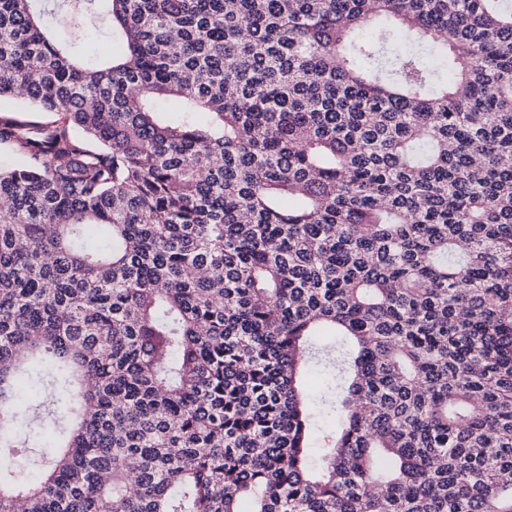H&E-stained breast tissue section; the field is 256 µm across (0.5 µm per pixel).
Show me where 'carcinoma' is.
I'll list each match as a JSON object with an SVG mask.
<instances>
[{
    "label": "carcinoma",
    "instance_id": "cac0c4a2",
    "mask_svg": "<svg viewBox=\"0 0 512 512\" xmlns=\"http://www.w3.org/2000/svg\"><path fill=\"white\" fill-rule=\"evenodd\" d=\"M20 94L0 512H512V0H0ZM54 422L50 417H44L41 425L35 428L36 434L31 437V448H26V452L33 458L40 459L53 453L55 448H49L50 435L54 431Z\"/></svg>",
    "mask_w": 512,
    "mask_h": 512
}]
</instances>
